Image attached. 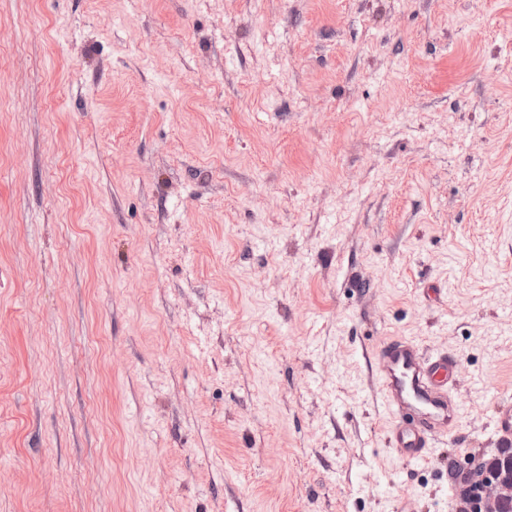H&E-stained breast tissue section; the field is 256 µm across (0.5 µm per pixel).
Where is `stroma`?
<instances>
[{
    "label": "stroma",
    "instance_id": "1",
    "mask_svg": "<svg viewBox=\"0 0 512 512\" xmlns=\"http://www.w3.org/2000/svg\"><path fill=\"white\" fill-rule=\"evenodd\" d=\"M512 393V0H0V512H458L363 353Z\"/></svg>",
    "mask_w": 512,
    "mask_h": 512
}]
</instances>
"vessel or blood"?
I'll list each match as a JSON object with an SVG mask.
<instances>
[{
  "label": "vessel or blood",
  "mask_w": 512,
  "mask_h": 512,
  "mask_svg": "<svg viewBox=\"0 0 512 512\" xmlns=\"http://www.w3.org/2000/svg\"><path fill=\"white\" fill-rule=\"evenodd\" d=\"M378 385V405L390 419V449L413 466L427 463L437 444L457 447L464 416L456 397L459 361L447 351L425 352L415 341L390 337L366 352ZM493 431L502 447L512 446V395L488 402Z\"/></svg>",
  "instance_id": "1"
}]
</instances>
